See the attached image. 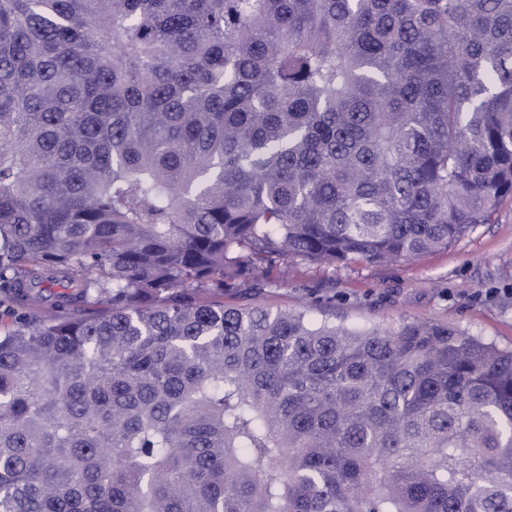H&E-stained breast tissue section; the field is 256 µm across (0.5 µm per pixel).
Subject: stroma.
Segmentation results:
<instances>
[{"label": "stroma", "instance_id": "stroma-1", "mask_svg": "<svg viewBox=\"0 0 512 512\" xmlns=\"http://www.w3.org/2000/svg\"><path fill=\"white\" fill-rule=\"evenodd\" d=\"M273 309H307L362 330L409 321L448 322L512 348V198L445 249L392 264L353 261L336 268L297 259L273 268L253 297Z\"/></svg>", "mask_w": 512, "mask_h": 512}]
</instances>
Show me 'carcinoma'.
Here are the masks:
<instances>
[{"instance_id": "obj_1", "label": "carcinoma", "mask_w": 512, "mask_h": 512, "mask_svg": "<svg viewBox=\"0 0 512 512\" xmlns=\"http://www.w3.org/2000/svg\"><path fill=\"white\" fill-rule=\"evenodd\" d=\"M508 196L512 0H0V512H512V349L251 301Z\"/></svg>"}]
</instances>
